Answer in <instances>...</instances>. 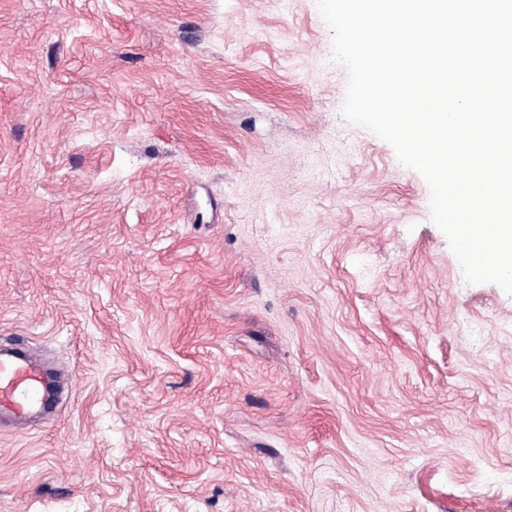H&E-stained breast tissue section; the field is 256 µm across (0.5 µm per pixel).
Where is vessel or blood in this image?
<instances>
[{
	"label": "vessel or blood",
	"mask_w": 512,
	"mask_h": 512,
	"mask_svg": "<svg viewBox=\"0 0 512 512\" xmlns=\"http://www.w3.org/2000/svg\"><path fill=\"white\" fill-rule=\"evenodd\" d=\"M24 347L23 341L15 340L0 348V412L18 418L48 404L42 368L24 356Z\"/></svg>",
	"instance_id": "obj_1"
}]
</instances>
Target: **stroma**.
Returning a JSON list of instances; mask_svg holds the SVG:
<instances>
[{
  "instance_id": "obj_1",
  "label": "stroma",
  "mask_w": 512,
  "mask_h": 512,
  "mask_svg": "<svg viewBox=\"0 0 512 512\" xmlns=\"http://www.w3.org/2000/svg\"><path fill=\"white\" fill-rule=\"evenodd\" d=\"M348 81L316 0H0V512H512V296ZM25 344L14 340L0 349V415L4 410L23 418L48 405L44 375L38 361L22 354Z\"/></svg>"
}]
</instances>
